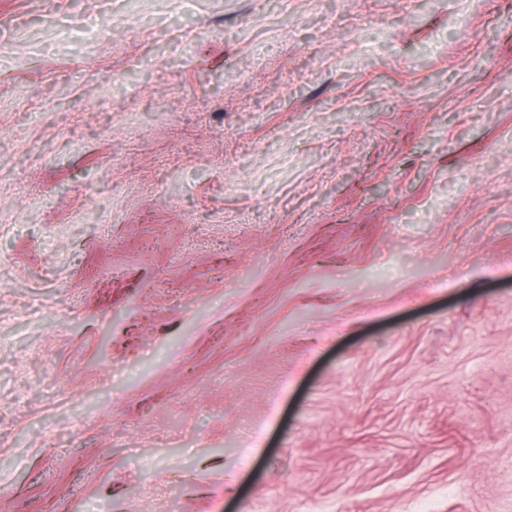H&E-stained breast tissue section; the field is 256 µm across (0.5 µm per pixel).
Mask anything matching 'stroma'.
I'll use <instances>...</instances> for the list:
<instances>
[{
    "label": "stroma",
    "instance_id": "obj_1",
    "mask_svg": "<svg viewBox=\"0 0 512 512\" xmlns=\"http://www.w3.org/2000/svg\"><path fill=\"white\" fill-rule=\"evenodd\" d=\"M172 496L512 512V0H0V512Z\"/></svg>",
    "mask_w": 512,
    "mask_h": 512
}]
</instances>
